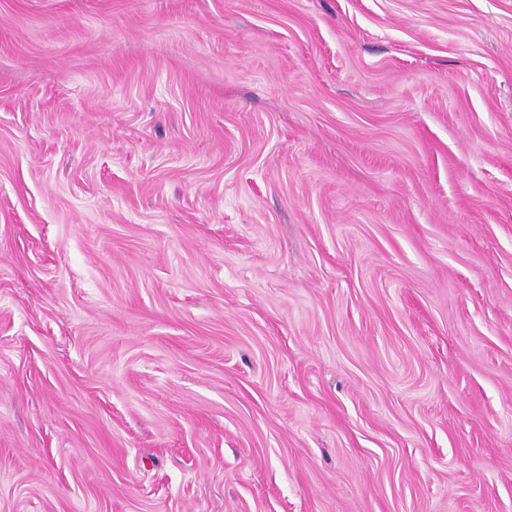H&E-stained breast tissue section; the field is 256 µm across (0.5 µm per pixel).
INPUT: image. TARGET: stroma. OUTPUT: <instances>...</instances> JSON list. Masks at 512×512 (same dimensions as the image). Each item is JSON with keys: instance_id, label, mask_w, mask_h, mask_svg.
<instances>
[{"instance_id": "obj_1", "label": "stroma", "mask_w": 512, "mask_h": 512, "mask_svg": "<svg viewBox=\"0 0 512 512\" xmlns=\"http://www.w3.org/2000/svg\"><path fill=\"white\" fill-rule=\"evenodd\" d=\"M0 512H512V0H0Z\"/></svg>"}]
</instances>
